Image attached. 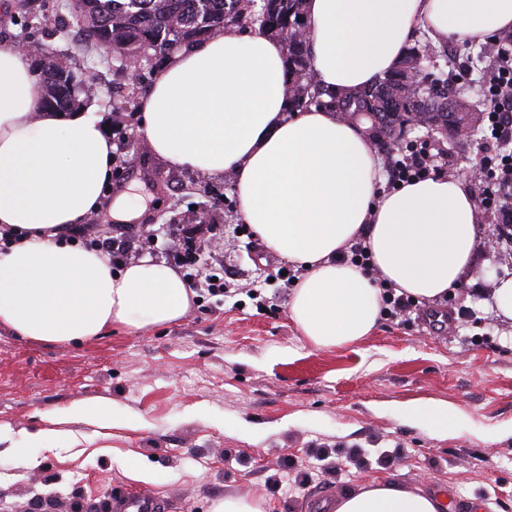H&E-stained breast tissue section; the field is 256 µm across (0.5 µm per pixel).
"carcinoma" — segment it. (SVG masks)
I'll return each instance as SVG.
<instances>
[{
  "label": "carcinoma",
  "instance_id": "obj_1",
  "mask_svg": "<svg viewBox=\"0 0 512 512\" xmlns=\"http://www.w3.org/2000/svg\"><path fill=\"white\" fill-rule=\"evenodd\" d=\"M254 0H72V9L85 35L95 45L115 53L147 52L161 58L174 49L207 37L218 27L258 25L259 30L282 38L287 47L288 104L291 111L312 105L333 107L349 121L370 124L371 139L385 148L394 139L404 140L407 115L420 114L427 132L448 135V126L465 123L472 140H481L471 96L448 84L439 60L450 66L455 56L448 48L433 49L417 39L408 47L398 68L361 90L329 95L314 81L309 53L310 34L304 20V0H261L259 10L249 11ZM459 50L473 68L489 55V48L465 43ZM45 87L42 108L69 112L76 105L75 77L67 65L38 63ZM418 70L419 79L409 71ZM462 100L464 114L448 111V101Z\"/></svg>",
  "mask_w": 512,
  "mask_h": 512
}]
</instances>
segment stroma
Here are the masks:
<instances>
[{
  "label": "stroma",
  "mask_w": 512,
  "mask_h": 512,
  "mask_svg": "<svg viewBox=\"0 0 512 512\" xmlns=\"http://www.w3.org/2000/svg\"><path fill=\"white\" fill-rule=\"evenodd\" d=\"M70 0H0V42L27 33L32 59L66 61L94 100L122 160L112 191L141 198V215L98 213L101 234L137 247L185 279L210 266L234 291L196 288L177 323L132 335L115 328L73 346L0 329V512H115L148 493L168 512H212L246 495L259 512H319L324 500L386 479L440 490L448 512H512V326L479 304L512 275V243L490 211L472 277L407 323L379 319L343 348L318 349L288 315L282 259L243 229L232 176L174 169L143 148L139 103L159 61L144 70L64 35ZM206 222L193 221L194 209ZM104 401L108 423L73 414ZM447 407L445 432L407 416ZM42 432L37 467L10 449Z\"/></svg>",
  "instance_id": "35a3bbf8"
}]
</instances>
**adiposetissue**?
Segmentation results:
<instances>
[{"label":"adipose tissue","instance_id":"1","mask_svg":"<svg viewBox=\"0 0 512 512\" xmlns=\"http://www.w3.org/2000/svg\"><path fill=\"white\" fill-rule=\"evenodd\" d=\"M313 70L328 90L360 89L394 70L416 28L432 39L486 40L512 29V0H305ZM284 43L221 30L174 52L141 106L149 150L177 169L233 175L246 224L304 275L288 303L310 344L369 336L381 290L339 256L364 239L380 278L431 303L471 274L479 210L454 176L386 192L376 148L335 110H288ZM29 54L0 45V224L19 240L0 250V327L55 345L121 327L136 334L178 322L194 293L180 271L143 258L113 270L66 236L100 209L112 139L96 106L42 109ZM438 493L371 483L333 512H442Z\"/></svg>","mask_w":512,"mask_h":512}]
</instances>
